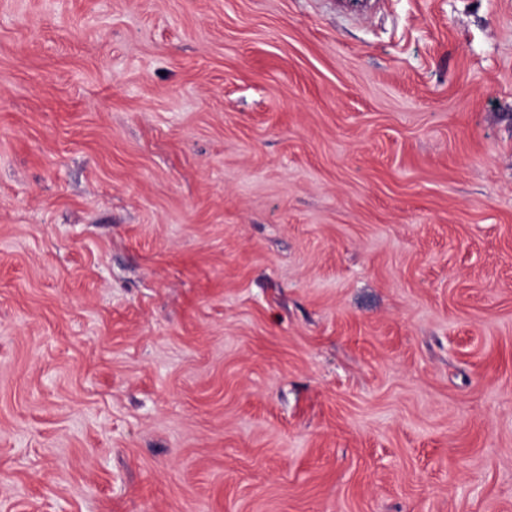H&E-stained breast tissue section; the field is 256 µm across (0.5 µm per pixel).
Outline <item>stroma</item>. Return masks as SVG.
Segmentation results:
<instances>
[{
  "label": "stroma",
  "instance_id": "obj_1",
  "mask_svg": "<svg viewBox=\"0 0 512 512\" xmlns=\"http://www.w3.org/2000/svg\"><path fill=\"white\" fill-rule=\"evenodd\" d=\"M0 512H512V0H0Z\"/></svg>",
  "mask_w": 512,
  "mask_h": 512
}]
</instances>
